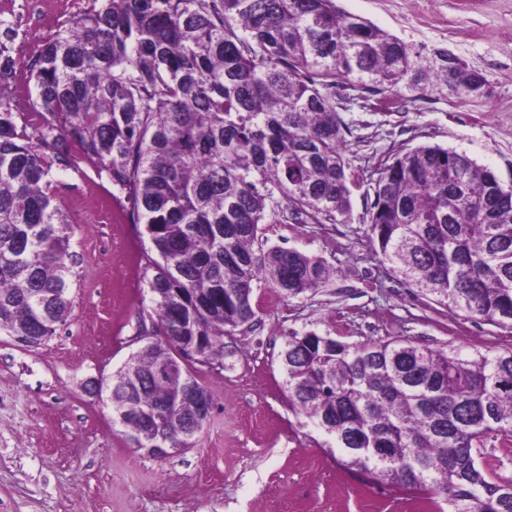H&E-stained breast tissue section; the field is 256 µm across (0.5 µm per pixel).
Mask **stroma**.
I'll list each match as a JSON object with an SVG mask.
<instances>
[{
  "instance_id": "1",
  "label": "stroma",
  "mask_w": 512,
  "mask_h": 512,
  "mask_svg": "<svg viewBox=\"0 0 512 512\" xmlns=\"http://www.w3.org/2000/svg\"><path fill=\"white\" fill-rule=\"evenodd\" d=\"M92 0H0L15 30L5 54L25 71L43 42ZM347 12L398 36L421 56L445 48L482 72L486 97H419L400 89L380 107L358 84L336 91L350 127L346 156L371 171L403 151L439 144L512 181V0H339ZM51 189L73 227L66 322L30 348L0 334V512H412L414 499L370 484L342 466L313 426H299L277 355L289 332L316 331L356 343L403 337L429 348L503 350L512 335L452 317L382 264L367 234L371 180L353 190L338 224H268L269 244L322 257L321 288L292 299L256 289L258 318L226 338L222 361L199 367L213 409L193 448L158 458L132 447L90 389L142 343L150 309L143 254L151 243L96 163L76 146Z\"/></svg>"
}]
</instances>
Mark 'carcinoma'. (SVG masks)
Segmentation results:
<instances>
[{
	"label": "carcinoma",
	"mask_w": 512,
	"mask_h": 512,
	"mask_svg": "<svg viewBox=\"0 0 512 512\" xmlns=\"http://www.w3.org/2000/svg\"><path fill=\"white\" fill-rule=\"evenodd\" d=\"M397 36L338 0H93L45 41L27 71L33 126L0 95V332L44 343L66 321L72 225L50 190L75 144L144 226L151 326L111 376L112 422L130 444L191 448L180 355L253 323L255 288L284 299L331 276L318 256L268 246L262 225L287 209L337 224L362 174L345 155L336 89L351 82L390 99L404 86L465 98L486 79L446 49L428 67ZM53 150L45 154L37 145ZM367 205L369 238L398 279L453 316L512 333V186L464 153L421 145L381 163ZM299 424L331 437L342 465L448 512H512V475L488 461L512 438V348L463 355L396 337L350 344L292 332L279 353ZM163 367L165 377L156 375Z\"/></svg>",
	"instance_id": "carcinoma-1"
}]
</instances>
